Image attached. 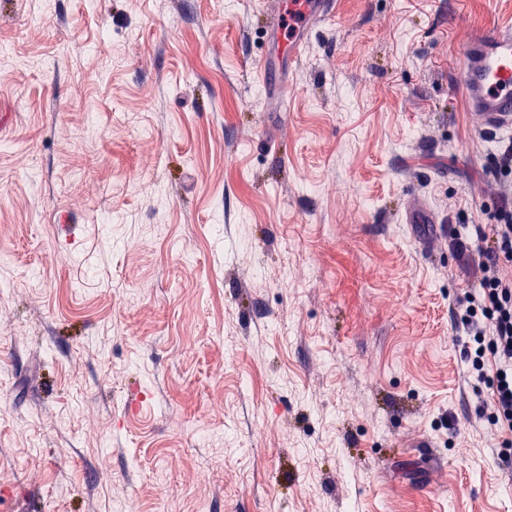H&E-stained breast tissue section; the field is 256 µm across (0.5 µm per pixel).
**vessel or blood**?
<instances>
[{
	"label": "vessel or blood",
	"mask_w": 512,
	"mask_h": 512,
	"mask_svg": "<svg viewBox=\"0 0 512 512\" xmlns=\"http://www.w3.org/2000/svg\"><path fill=\"white\" fill-rule=\"evenodd\" d=\"M334 0H288L287 19L270 28L298 58L311 27L335 15ZM461 89L468 107L481 117L487 133L512 129V25L479 32L463 48Z\"/></svg>",
	"instance_id": "b4317fda"
}]
</instances>
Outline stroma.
I'll return each instance as SVG.
<instances>
[{"instance_id":"1","label":"stroma","mask_w":512,"mask_h":512,"mask_svg":"<svg viewBox=\"0 0 512 512\" xmlns=\"http://www.w3.org/2000/svg\"><path fill=\"white\" fill-rule=\"evenodd\" d=\"M283 10L0 0V512H512L447 239L512 0H337L296 62ZM461 89L493 134L512 128V25L479 32L463 48Z\"/></svg>"}]
</instances>
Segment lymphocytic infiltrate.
I'll list each match as a JSON object with an SVG mask.
<instances>
[{"instance_id": "lymphocytic-infiltrate-1", "label": "lymphocytic infiltrate", "mask_w": 512, "mask_h": 512, "mask_svg": "<svg viewBox=\"0 0 512 512\" xmlns=\"http://www.w3.org/2000/svg\"><path fill=\"white\" fill-rule=\"evenodd\" d=\"M490 166L500 190L484 210L486 223L470 233L451 229L450 243L478 271L475 287L456 299L455 325L466 338V377L487 395L485 434L499 442L512 433V141L491 154Z\"/></svg>"}]
</instances>
